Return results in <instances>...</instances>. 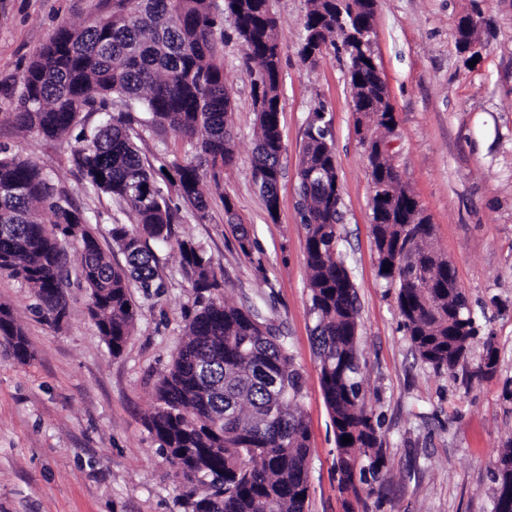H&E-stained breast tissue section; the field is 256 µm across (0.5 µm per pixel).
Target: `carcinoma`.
<instances>
[{
    "instance_id": "carcinoma-1",
    "label": "carcinoma",
    "mask_w": 512,
    "mask_h": 512,
    "mask_svg": "<svg viewBox=\"0 0 512 512\" xmlns=\"http://www.w3.org/2000/svg\"><path fill=\"white\" fill-rule=\"evenodd\" d=\"M377 0H307L301 61L313 44L324 53L343 28L372 25ZM233 20L252 79L257 113L253 171L270 216L277 212L284 151L278 114L282 41L267 0H112V12L83 26H61L23 72L14 119L47 140L66 138L84 112L101 123L74 155L88 188L125 203L137 225L115 222L112 244L126 258L115 265L92 228V217L59 191L35 162L0 150V273L26 282L38 314L55 326L69 315L59 288L89 292L88 316L109 351H123L136 319L132 289L160 293L156 258L148 242L173 241L177 211L131 139L134 122L171 130L196 149L172 163L176 194L199 217L207 209L202 167L213 176L236 162L231 127L234 104L224 79L219 43L224 16ZM352 102L390 132L395 121L375 104L386 85L367 48L348 55ZM145 118H139V115ZM298 165L301 224L315 326L313 340L324 400L336 428V471L341 490H356L359 476L384 468L378 423L362 391L358 306L350 272L338 251L342 198L336 154L324 123L310 126ZM372 181L394 183L397 207L416 204L391 156L369 158ZM379 276L398 288L403 326L422 361L455 370L476 336V320L459 287L455 267L436 264L431 224H373ZM181 266L196 292L185 339L156 385L147 427L168 462L179 460L182 512H305L309 496V435L301 410L303 377L285 337L259 321L253 309L224 301L212 259L191 240H178ZM81 262L68 265L67 247ZM410 246L414 264L383 271ZM0 336L16 357L30 356L28 341L9 309L0 306ZM280 416L269 420L271 409ZM352 438L348 444L342 437ZM492 512H512V440L500 449Z\"/></svg>"
}]
</instances>
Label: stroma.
Masks as SVG:
<instances>
[{"mask_svg": "<svg viewBox=\"0 0 512 512\" xmlns=\"http://www.w3.org/2000/svg\"><path fill=\"white\" fill-rule=\"evenodd\" d=\"M112 0H0V148L43 166L72 202L95 216L113 262V221L134 224L126 205L90 192L73 154L78 134L51 141L15 123L18 80L61 25L110 12ZM283 43L280 124L285 152L279 209L269 217L253 174L256 116L251 77L232 22L224 24V78L231 93L237 160L210 189L205 216L180 205L176 239L212 257L227 302L261 304L290 346L304 379L302 410L311 457L307 512H491L499 448L512 439V0H378L373 49L396 125L389 136L402 181L453 263L494 370L477 374L486 350L473 343L455 372L424 363L402 325L397 290L379 277L371 234L372 184L358 142L343 48L303 64L305 0H275ZM491 23L478 53L456 40L460 17ZM331 120L342 191L339 250L355 285L363 391L379 421L381 481L338 488L336 435L313 344L306 238L297 206V166L310 112ZM144 162L167 167L190 147L174 133L142 131ZM246 230L248 251L237 236ZM160 295L135 294L136 321L112 356L87 315L85 289L70 288V315L45 322L24 282L0 273L32 357L19 362L0 338V512H180L181 480L147 429L154 387L173 361L194 292L176 248H157Z\"/></svg>", "mask_w": 512, "mask_h": 512, "instance_id": "35a3bbf8", "label": "stroma"}]
</instances>
